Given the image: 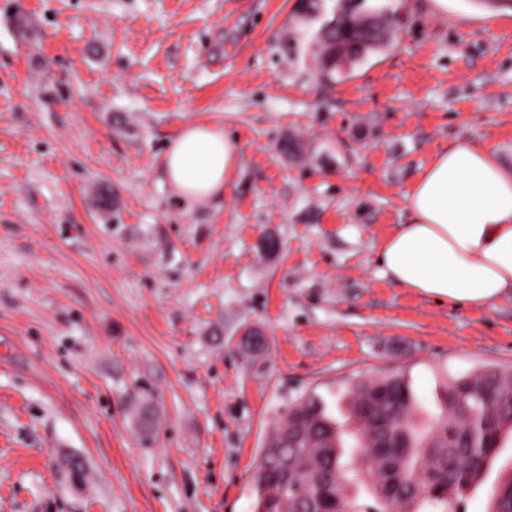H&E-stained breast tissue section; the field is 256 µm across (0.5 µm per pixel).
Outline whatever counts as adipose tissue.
Masks as SVG:
<instances>
[{"mask_svg": "<svg viewBox=\"0 0 512 512\" xmlns=\"http://www.w3.org/2000/svg\"><path fill=\"white\" fill-rule=\"evenodd\" d=\"M239 160L224 129L189 124L162 159L185 202L220 198ZM410 218L379 246L392 281L456 306L480 307L512 293V175L489 150L459 141L435 155L407 197Z\"/></svg>", "mask_w": 512, "mask_h": 512, "instance_id": "adipose-tissue-1", "label": "adipose tissue"}]
</instances>
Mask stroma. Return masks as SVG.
Segmentation results:
<instances>
[{"label":"stroma","mask_w":512,"mask_h":512,"mask_svg":"<svg viewBox=\"0 0 512 512\" xmlns=\"http://www.w3.org/2000/svg\"><path fill=\"white\" fill-rule=\"evenodd\" d=\"M299 0H0V512H251L302 397L512 369V295L393 283L381 241L456 141L512 173V7L402 0L335 83ZM191 123L239 144L219 200L161 173ZM295 140L299 153L282 152ZM83 465L68 479L64 458ZM512 440L456 512H491Z\"/></svg>","instance_id":"35a3bbf8"}]
</instances>
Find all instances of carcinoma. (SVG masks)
<instances>
[{"label": "carcinoma", "instance_id": "cac0c4a2", "mask_svg": "<svg viewBox=\"0 0 512 512\" xmlns=\"http://www.w3.org/2000/svg\"><path fill=\"white\" fill-rule=\"evenodd\" d=\"M366 0H340L318 37L314 65L319 77L336 81L343 69L397 36L399 7L364 9ZM420 404L402 376L353 386L350 415L358 457H346L344 433L315 396L288 407L283 424L270 433L277 459L264 448L253 470V512H306L308 501L322 512H422L461 497L477 482L487 460L512 436V371L483 368L454 378L444 388L440 414L421 429ZM391 447H376L385 437ZM296 463L302 481L289 485L276 476V463ZM376 507L365 509L359 492ZM494 512H512V474L493 490Z\"/></svg>", "mask_w": 512, "mask_h": 512}]
</instances>
